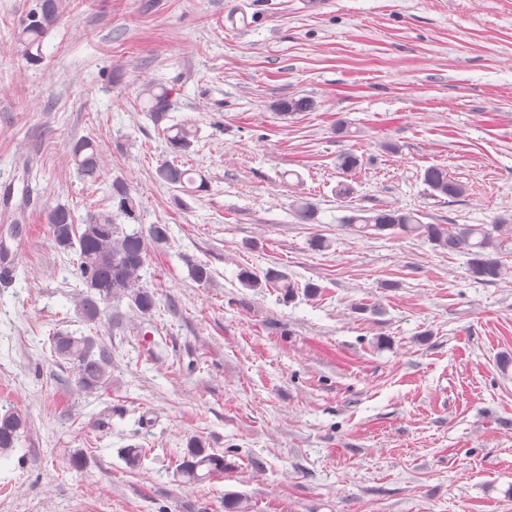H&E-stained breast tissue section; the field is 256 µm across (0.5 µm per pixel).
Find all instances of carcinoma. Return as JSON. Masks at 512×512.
Segmentation results:
<instances>
[{
	"mask_svg": "<svg viewBox=\"0 0 512 512\" xmlns=\"http://www.w3.org/2000/svg\"><path fill=\"white\" fill-rule=\"evenodd\" d=\"M61 7V0H35V7L18 33L29 63L41 61L44 38L58 20ZM143 95L146 96V111L155 122H162L173 105L172 90L150 86ZM315 107V101L307 96L282 99L275 104V109L284 115L310 112ZM162 134L170 152L176 156L189 152L195 139L194 131L185 125L166 127ZM70 157L84 179L92 182L102 179L98 148L92 139L82 138L72 143ZM336 165L348 177L361 168L362 160L352 152H345L337 157ZM154 180L176 189L190 185L194 193L209 191L206 179H195L190 170L175 160L161 163L155 170ZM423 181L434 196L446 197L450 202L467 192L466 184L450 177L448 171L438 165L425 168ZM110 197L116 213L92 214L81 224L76 223L74 213L68 208L59 207L50 215L56 248L76 256V276L82 284L78 311L87 323L100 318L102 303L109 306L126 298L129 307L141 313L155 308V293L142 284L141 271L149 252L162 248L170 239L167 224H151L129 231L113 222L114 215L134 222L138 220L139 204L124 181H112ZM292 209L297 223L316 222L317 209L313 203L298 200ZM341 222L343 227L363 237L421 238L436 250L465 257L469 278L482 282H494L501 276V254L512 243V220L502 217L490 224H426L418 211L382 207L353 209ZM239 277L247 288L270 286L289 299L298 289V284L287 273L272 268L260 274L245 269ZM51 349L55 357L72 364L75 384L81 393L91 396L112 388V349L103 342L93 336L56 332L51 336ZM25 426L26 416L22 411L10 409L0 413V457L16 448ZM223 471L224 456L209 451L200 440L189 441L178 468L182 478L189 483H199Z\"/></svg>",
	"mask_w": 512,
	"mask_h": 512,
	"instance_id": "carcinoma-1",
	"label": "carcinoma"
}]
</instances>
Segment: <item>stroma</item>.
Segmentation results:
<instances>
[{
  "label": "stroma",
  "mask_w": 512,
  "mask_h": 512,
  "mask_svg": "<svg viewBox=\"0 0 512 512\" xmlns=\"http://www.w3.org/2000/svg\"><path fill=\"white\" fill-rule=\"evenodd\" d=\"M33 6L0 0V240L24 249L0 287V411L28 419L0 459V512H224L233 494L250 512H512V253L478 284L427 242L351 234L335 196L352 152L355 207L512 215V0H64L35 65L16 40ZM150 84L174 89L166 122L196 130L183 161L209 192L155 182ZM301 96L316 109L275 111ZM84 137L101 181L70 161ZM432 165L466 197L431 196ZM117 178L171 238L142 271L155 308L88 324L48 216L111 211ZM300 197L316 223L295 222ZM316 234L329 249L309 248ZM245 268L300 289L243 287ZM60 330L111 344L109 393L77 391L51 353ZM192 437L224 457L198 485L177 473ZM337 168L345 175L346 180L339 181L336 185L335 194L337 199L346 200L355 194V188L351 182H348V176H354L362 166V160L352 152L340 154L336 160Z\"/></svg>",
  "instance_id": "stroma-1"
}]
</instances>
